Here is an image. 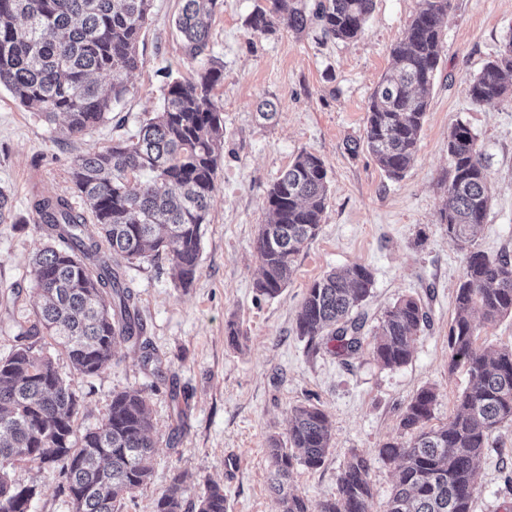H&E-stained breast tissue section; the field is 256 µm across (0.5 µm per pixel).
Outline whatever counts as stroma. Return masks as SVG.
<instances>
[{"label": "stroma", "mask_w": 512, "mask_h": 512, "mask_svg": "<svg viewBox=\"0 0 512 512\" xmlns=\"http://www.w3.org/2000/svg\"><path fill=\"white\" fill-rule=\"evenodd\" d=\"M264 2L224 0L212 17L208 50L192 60L174 24L182 0H152L139 38L141 64L129 77L128 93L106 121L72 141L57 142L58 123L0 88V188L12 204L11 220L0 224L4 357L17 346L19 329L36 321L31 263L50 243L29 210L33 194L62 195L81 206L71 179L78 154L133 136L161 110L172 79L213 64L224 70L216 90L224 109V147L193 283L184 288L174 282L163 258L122 267L144 336L162 360L161 374L144 367L134 343L121 341L105 369L83 377L61 349L32 339L35 350H49L77 390L79 430L100 425L113 393L141 389L148 396L158 446L152 476L127 501L126 512H153L178 474L187 502L212 480L223 485L228 512H280L268 487V439L286 438L291 410L308 404L328 414L331 448L320 468H295L292 488L315 504L335 498L338 476L356 453L370 463L369 512H386L396 465L379 450L386 441L407 440L400 426L406 406L420 388H434L431 423L440 425L456 412L469 383L465 369H450L448 349L466 253L440 222L448 135L456 124L477 134L488 159L491 201L475 245L493 257L512 255V101L477 106L468 93L471 78L512 36V0H451L418 151L398 180L380 169L361 141L370 94L422 0H374L365 33L353 42L326 38L316 26L301 34L284 26L268 35L252 33L245 21ZM265 99L277 108L270 121L257 112ZM304 150L327 168L321 229L297 256L282 293L264 297L254 284L266 192ZM355 264L372 270L374 286L362 307L363 345L339 357L326 338L300 336L297 314L315 280ZM404 297L425 304L431 325L418 335L407 365L385 368L373 357V333L385 309ZM13 476L35 486L31 512H70L57 475L21 464ZM475 480L473 512H512V421L492 433Z\"/></svg>", "instance_id": "stroma-1"}]
</instances>
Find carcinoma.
<instances>
[{
    "label": "carcinoma",
    "mask_w": 512,
    "mask_h": 512,
    "mask_svg": "<svg viewBox=\"0 0 512 512\" xmlns=\"http://www.w3.org/2000/svg\"><path fill=\"white\" fill-rule=\"evenodd\" d=\"M151 0H0V86L24 107L48 119L64 117L61 135L77 137L101 123L128 92L127 76L139 68L137 45ZM175 19L188 56L209 45V19L219 0H182ZM451 0H423L403 39L391 50L392 67L374 88L364 143L380 168L401 178L414 162L428 109L425 97L440 62L442 20ZM373 0H267L249 15L254 33L281 22L302 33L317 23L333 39L362 36ZM222 69L209 67L170 82L163 109L146 119L136 139L79 154L72 182L94 223L63 196L36 195L30 207L38 227L60 242L36 255L32 276L43 304L37 321L21 332L44 336L68 356L74 371L94 376L112 361L120 340L140 342L144 365L159 370L132 288L120 262L165 255L186 288L199 268L204 226L210 223L215 173L224 144L223 111L214 101ZM473 104L512 99V37L469 84ZM448 204L441 223L467 251L448 328L451 367L470 374L456 413L436 428V393L423 388L401 417L408 441L383 444L381 456L397 463L387 512H472L476 463L493 431L512 421V345H476L479 325L512 316V257H491L474 247L485 223L491 188L487 158L463 123L448 135ZM324 160L300 152L269 187L270 220L260 225L256 251L261 277L255 288L275 298L288 284L296 256L320 229L327 198ZM373 274L364 265L314 281L297 317L299 334L327 336L331 352L349 356L362 347L363 320L353 315L371 295ZM428 325L424 304L398 300L381 320L376 359L399 368L412 359L418 333ZM80 398L51 356L21 344L0 358V512H27L36 488L16 483L15 463L33 464L63 480L71 512H124L126 500L147 484L154 436L148 398L141 390L112 394L100 426L75 436ZM330 420L309 404L292 411L286 443L269 449V487L282 512H368L370 465L353 456L338 477V495L317 505L291 492L296 466L317 469L330 449ZM183 479L157 498L154 512H184ZM194 512H227L224 487L207 484Z\"/></svg>",
    "instance_id": "1"
}]
</instances>
